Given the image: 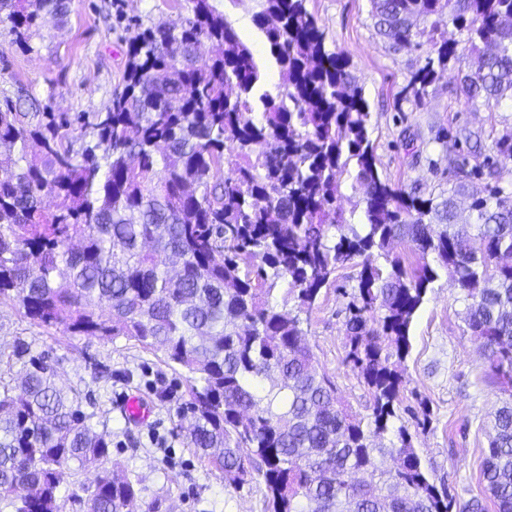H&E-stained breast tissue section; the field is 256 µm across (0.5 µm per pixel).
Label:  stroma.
<instances>
[{
  "mask_svg": "<svg viewBox=\"0 0 512 512\" xmlns=\"http://www.w3.org/2000/svg\"><path fill=\"white\" fill-rule=\"evenodd\" d=\"M214 5L235 29H249L247 43L268 78L267 88H274L278 69L253 21L261 0H214ZM188 7L187 0H72L64 26L47 21L29 52L17 49L0 25V94L21 86L39 102H51L57 112L106 111L123 88L127 64V34L118 16L136 15L157 24L176 19ZM308 8L328 45L353 65L370 105L379 165L392 182L435 194L450 189L457 154L430 143L432 130L469 126L481 131L486 150L512 125L511 100L492 110L471 107L452 92L448 72L421 100L401 99L415 58L393 53L376 34L370 0H309ZM356 276L354 267L339 269L303 329L319 369L334 377L351 410L365 415L372 396L345 361L347 305ZM465 306L448 279H440L428 292L403 364L408 383L401 404V422L414 447L431 466L436 483L460 502L483 494L480 466L489 446V415L500 396L480 381L488 363L463 321ZM18 339L33 352L57 359L61 379L86 393V409L94 413L97 431L110 436L113 458L142 481L136 512H147L158 496L166 498L172 512H267L261 471H254L240 490H226L221 474L203 467L184 443L178 426L186 380L164 363L162 352L143 349L122 336L103 341L60 329L47 331L1 305L0 348L10 349ZM131 393L150 404L146 422H131L121 412V400Z\"/></svg>",
  "mask_w": 512,
  "mask_h": 512,
  "instance_id": "1",
  "label": "stroma"
}]
</instances>
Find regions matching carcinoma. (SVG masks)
I'll list each match as a JSON object with an SVG mask.
<instances>
[{
  "mask_svg": "<svg viewBox=\"0 0 512 512\" xmlns=\"http://www.w3.org/2000/svg\"><path fill=\"white\" fill-rule=\"evenodd\" d=\"M188 2L171 24L128 20L125 85L107 111L54 112L21 89L0 101V304L46 329L162 351L186 373L187 447L235 491L260 459L270 512H453L395 425L413 319L446 275L489 362L484 382L507 395L481 482L494 512H512V130L475 166L462 156L448 192L406 190L379 169L350 59L327 47L307 0H261L274 92L212 0ZM372 13L391 50L428 46L402 95L421 99L455 68L468 104L512 99V0H372ZM68 14L69 0H0V24L25 52L46 17ZM206 44L217 52L202 58ZM77 124L92 130L78 151ZM473 137L439 128L432 141L449 151ZM350 171L357 227L336 206ZM396 240L416 264L391 254ZM347 265L359 272L346 361L372 395L366 417L302 339L303 316ZM280 281L294 314L270 301ZM92 418L24 341L0 350V512H62L60 486L87 470L97 482L74 500L127 512L140 480L118 474ZM395 457L400 469L384 466Z\"/></svg>",
  "mask_w": 512,
  "mask_h": 512,
  "instance_id": "1",
  "label": "carcinoma"
}]
</instances>
